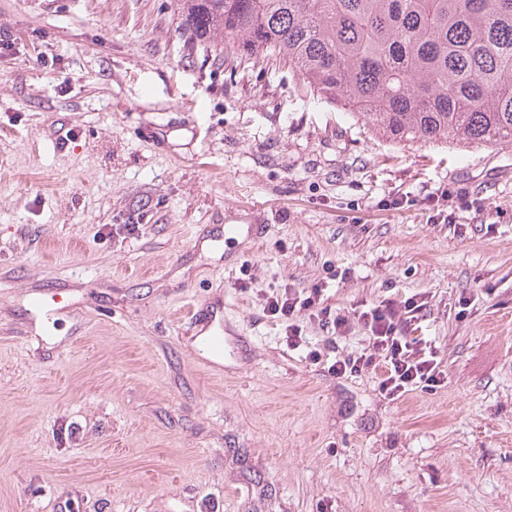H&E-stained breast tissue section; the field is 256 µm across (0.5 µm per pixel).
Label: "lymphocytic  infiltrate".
<instances>
[{
  "instance_id": "1",
  "label": "lymphocytic infiltrate",
  "mask_w": 512,
  "mask_h": 512,
  "mask_svg": "<svg viewBox=\"0 0 512 512\" xmlns=\"http://www.w3.org/2000/svg\"><path fill=\"white\" fill-rule=\"evenodd\" d=\"M326 285L297 290L284 287L266 294L263 313L282 327L289 349H302L311 364L326 366L328 373L343 378L366 368L378 370V388L389 400H397L417 388H436L443 371L438 350L419 331L428 309L426 296L392 293L373 304L355 306L346 313L326 304ZM308 314L328 333L324 348L309 347L299 323ZM368 334V345L359 354L341 358L335 351L353 326Z\"/></svg>"
}]
</instances>
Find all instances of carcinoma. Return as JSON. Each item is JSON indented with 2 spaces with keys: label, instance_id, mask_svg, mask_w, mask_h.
<instances>
[{
  "label": "carcinoma",
  "instance_id": "1",
  "mask_svg": "<svg viewBox=\"0 0 512 512\" xmlns=\"http://www.w3.org/2000/svg\"><path fill=\"white\" fill-rule=\"evenodd\" d=\"M188 51L276 57L396 140L512 142V0H177Z\"/></svg>",
  "mask_w": 512,
  "mask_h": 512
}]
</instances>
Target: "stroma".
Returning a JSON list of instances; mask_svg holds the SVG:
<instances>
[{"label": "stroma", "instance_id": "stroma-1", "mask_svg": "<svg viewBox=\"0 0 512 512\" xmlns=\"http://www.w3.org/2000/svg\"><path fill=\"white\" fill-rule=\"evenodd\" d=\"M0 32V512H512V142L389 139L187 53L175 0H0ZM317 283L427 295L442 386L288 350L259 295ZM188 313L193 327H200L196 331L195 336H198V339L200 338L202 347L212 355H224L223 334H220L214 328V321L212 320V316L208 320H205L203 306L197 307V305H192L189 308Z\"/></svg>", "mask_w": 512, "mask_h": 512}]
</instances>
